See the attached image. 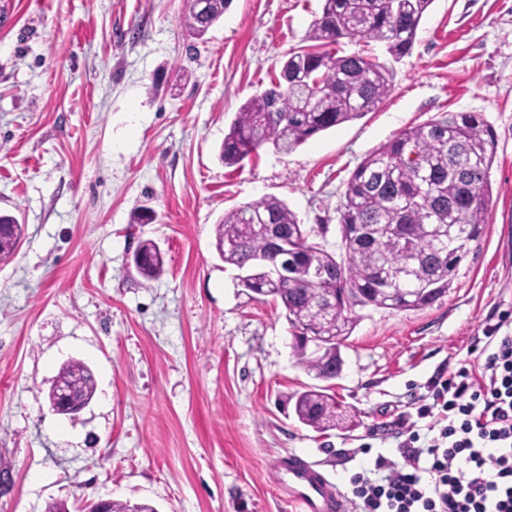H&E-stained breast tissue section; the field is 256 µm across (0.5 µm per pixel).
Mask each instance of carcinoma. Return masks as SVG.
Returning <instances> with one entry per match:
<instances>
[{"label": "carcinoma", "mask_w": 512, "mask_h": 512, "mask_svg": "<svg viewBox=\"0 0 512 512\" xmlns=\"http://www.w3.org/2000/svg\"><path fill=\"white\" fill-rule=\"evenodd\" d=\"M433 0H324L321 16L307 35L312 45L290 51L272 86L252 95L231 121L219 148L228 167L273 146L288 153L313 136L361 117L375 109L392 90L393 74L376 58L338 55L331 46L344 38L385 44L390 56L408 55L422 18ZM229 0H187L184 26L203 37L224 16ZM497 142L483 115L445 114L405 130L369 153L345 184L339 209L341 250L345 258L312 241L314 229L300 223L288 204L277 196L224 214L215 225V248L231 240L224 263L240 270L258 256L269 263L278 258L267 250L262 228L272 224L301 241L303 256L288 261V281L277 297L285 310L292 348L300 364L326 383L336 379L338 350L326 346L314 354L296 339L303 326L331 336L348 337L358 317L355 308L369 304L374 288H399L415 294L429 288L418 306L441 297L467 255L457 243L480 241L487 224L491 196L490 170ZM22 226L11 215H0V262L14 254ZM146 257L137 269L144 278L164 272V258L152 240L139 243ZM336 267V274L312 279L310 262ZM59 377L78 387L87 399L95 393L87 365L72 361ZM298 421L324 433L349 429L353 420L340 409L330 387L297 392Z\"/></svg>", "instance_id": "obj_1"}]
</instances>
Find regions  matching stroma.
I'll use <instances>...</instances> for the list:
<instances>
[{"mask_svg": "<svg viewBox=\"0 0 512 512\" xmlns=\"http://www.w3.org/2000/svg\"><path fill=\"white\" fill-rule=\"evenodd\" d=\"M0 11V213L23 239L0 263V512H81L103 497L158 512H298L278 460L318 463L342 493L377 456L398 459L396 421L438 373L512 315V0H433L411 53L343 39L378 57L390 95L284 154L225 167L239 107L305 46L322 0H232L200 39L185 0H8ZM445 112H478L497 154L480 243L448 292L412 310L366 307L341 347L337 399L352 431L317 433L291 396L315 382L281 305L241 288L214 226L274 195L338 252L345 182L371 151ZM150 208L149 224L133 221ZM155 241L165 271L130 256ZM95 379L80 413L48 392L63 364Z\"/></svg>", "mask_w": 512, "mask_h": 512, "instance_id": "obj_1", "label": "stroma"}]
</instances>
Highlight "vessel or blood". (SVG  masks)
<instances>
[{
	"instance_id": "b4317fda",
	"label": "vessel or blood",
	"mask_w": 512,
	"mask_h": 512,
	"mask_svg": "<svg viewBox=\"0 0 512 512\" xmlns=\"http://www.w3.org/2000/svg\"><path fill=\"white\" fill-rule=\"evenodd\" d=\"M273 478L300 512H347L343 493L313 462L299 456L288 457L281 460Z\"/></svg>"
}]
</instances>
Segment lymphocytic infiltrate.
I'll list each match as a JSON object with an SVG mask.
<instances>
[{"label": "lymphocytic infiltrate", "instance_id": "1", "mask_svg": "<svg viewBox=\"0 0 512 512\" xmlns=\"http://www.w3.org/2000/svg\"><path fill=\"white\" fill-rule=\"evenodd\" d=\"M425 432L349 483L363 512H512V325L487 326L474 358L429 384Z\"/></svg>", "mask_w": 512, "mask_h": 512}]
</instances>
